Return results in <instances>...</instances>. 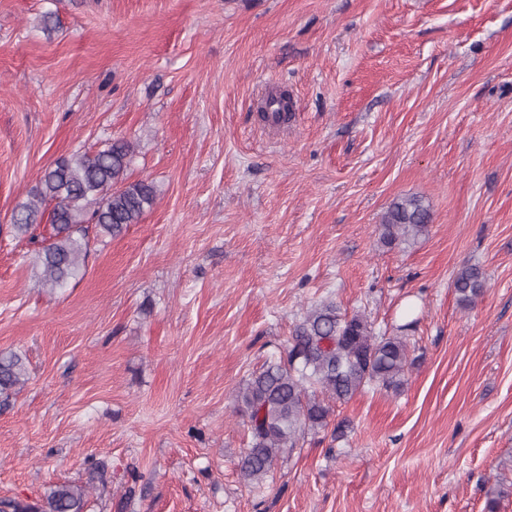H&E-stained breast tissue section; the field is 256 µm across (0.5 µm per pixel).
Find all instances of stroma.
<instances>
[{
  "label": "stroma",
  "instance_id": "1",
  "mask_svg": "<svg viewBox=\"0 0 512 512\" xmlns=\"http://www.w3.org/2000/svg\"><path fill=\"white\" fill-rule=\"evenodd\" d=\"M287 91V124L257 101ZM132 143L157 201L41 287L12 231L44 169ZM427 235L382 246L391 202ZM480 265L487 291L452 288ZM324 298L405 337L255 489L235 396ZM0 498L88 512H512V0H0ZM453 288L459 304L467 309L486 292V274L479 265L464 264L458 269L453 279ZM26 366L23 358L15 353L0 354V409L9 406L17 387L23 385ZM86 486L62 482L52 485L36 502L0 499V512H86Z\"/></svg>",
  "mask_w": 512,
  "mask_h": 512
}]
</instances>
